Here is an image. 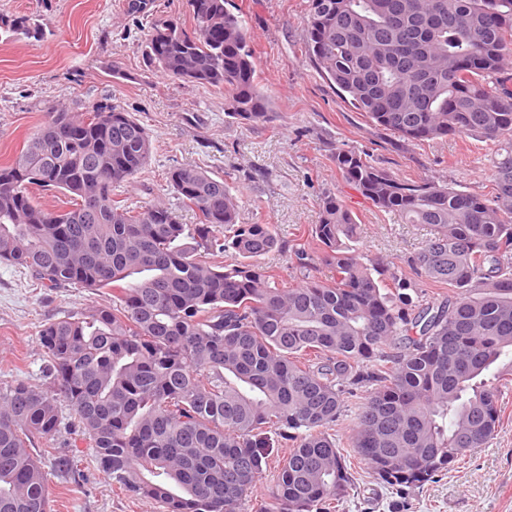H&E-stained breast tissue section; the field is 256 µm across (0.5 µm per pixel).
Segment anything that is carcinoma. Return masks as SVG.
Wrapping results in <instances>:
<instances>
[{"label":"carcinoma","mask_w":512,"mask_h":512,"mask_svg":"<svg viewBox=\"0 0 512 512\" xmlns=\"http://www.w3.org/2000/svg\"><path fill=\"white\" fill-rule=\"evenodd\" d=\"M189 3L190 27L149 21V64L227 92L228 115L245 124L273 123L240 8ZM20 35L45 28L1 15L0 37ZM305 37L320 74L401 142L476 135L496 147L487 194L398 178L353 149L332 156L372 206L435 227L407 264L448 296L423 306L414 279L363 253L336 195L321 200L312 247L242 223L238 196L196 166L167 173L194 224L160 201L116 200L112 187L150 156L146 129L118 105L47 112L0 164V262L43 288L123 287L110 305L42 325L48 386H0V512H48L47 472L29 448L54 440L63 403L112 483L161 512H248L283 441L292 451L261 512H332L354 486L328 433L350 398L349 447L399 491L494 436L512 384V0H308ZM34 187L70 207L43 208ZM272 251L290 254L295 286L259 262ZM226 252L238 261L222 262Z\"/></svg>","instance_id":"1"}]
</instances>
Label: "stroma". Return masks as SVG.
I'll return each instance as SVG.
<instances>
[{"label":"stroma","mask_w":512,"mask_h":512,"mask_svg":"<svg viewBox=\"0 0 512 512\" xmlns=\"http://www.w3.org/2000/svg\"><path fill=\"white\" fill-rule=\"evenodd\" d=\"M250 36L261 84L277 118L250 126L228 117L222 92L166 77L147 62L145 20L129 15L125 0H0V15H36L46 23L40 40L0 45V163L13 159L50 107L84 112L121 106L152 140L147 164L112 195L136 204L160 201L194 223L170 188V168L193 165L224 178L241 200L240 220L275 225L284 243L307 242L326 193L342 198L360 226L363 252L405 265L431 238L427 224H407L379 211L346 184L332 161L336 149L368 152L403 179H434L456 188L490 189L491 152L474 135L406 146L341 98L308 58L307 0H235ZM113 291L47 289L24 268L0 263V386L15 380L46 384L39 330L45 321L111 303ZM487 445L423 487L395 491L367 465L338 512H512V387ZM42 461L51 512H157L154 503L116 489L99 470L87 443L63 424ZM75 467H56L58 456Z\"/></svg>","instance_id":"1"}]
</instances>
